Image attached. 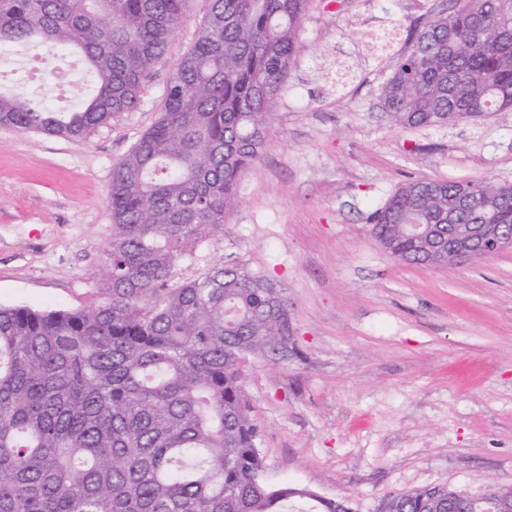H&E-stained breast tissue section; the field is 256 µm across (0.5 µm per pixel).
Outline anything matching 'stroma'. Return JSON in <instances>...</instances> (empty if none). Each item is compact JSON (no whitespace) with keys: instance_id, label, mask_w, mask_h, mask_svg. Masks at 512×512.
<instances>
[{"instance_id":"stroma-1","label":"stroma","mask_w":512,"mask_h":512,"mask_svg":"<svg viewBox=\"0 0 512 512\" xmlns=\"http://www.w3.org/2000/svg\"><path fill=\"white\" fill-rule=\"evenodd\" d=\"M446 0H314L224 257L277 283L288 345L250 357L265 478L381 512L427 485L512 484V252L442 270L385 252L368 215L409 179L512 182V110L405 128L379 88ZM209 6L193 0L137 109L87 139L0 126V304L84 308L112 236L114 164L160 118ZM398 29L390 50L375 37Z\"/></svg>"}]
</instances>
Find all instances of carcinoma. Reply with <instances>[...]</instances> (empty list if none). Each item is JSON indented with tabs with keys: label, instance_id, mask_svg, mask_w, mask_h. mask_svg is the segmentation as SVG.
<instances>
[{
	"label": "carcinoma",
	"instance_id": "carcinoma-1",
	"mask_svg": "<svg viewBox=\"0 0 512 512\" xmlns=\"http://www.w3.org/2000/svg\"><path fill=\"white\" fill-rule=\"evenodd\" d=\"M193 0H0V52L79 53L94 95L54 112L0 93V125L85 138L134 110ZM160 119L112 169V238L90 308L0 305V512H352L344 499L266 482L243 366L286 337L288 301L220 256L243 173L302 49L312 0H209ZM382 83L403 127L512 108V0L448 7L408 37ZM464 224L512 225V188L477 180ZM458 181L414 179L367 217L397 259L448 266L410 225H448ZM490 492L432 486L387 512H490Z\"/></svg>",
	"mask_w": 512,
	"mask_h": 512
}]
</instances>
